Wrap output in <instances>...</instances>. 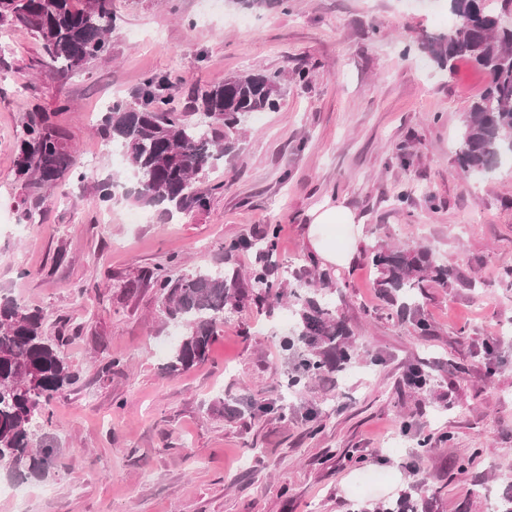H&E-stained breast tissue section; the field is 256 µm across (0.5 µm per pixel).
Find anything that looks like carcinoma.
Masks as SVG:
<instances>
[{"instance_id":"obj_1","label":"carcinoma","mask_w":512,"mask_h":512,"mask_svg":"<svg viewBox=\"0 0 512 512\" xmlns=\"http://www.w3.org/2000/svg\"><path fill=\"white\" fill-rule=\"evenodd\" d=\"M511 7L512 0H501L497 7L490 0H448L453 27L419 44L442 70L465 59L487 77L461 121L456 162L467 178L492 173L512 155V24L504 22ZM2 25L29 30L39 39L49 67L62 76L110 58L112 0H0ZM282 81L281 71L225 77L197 94L191 111L174 112L165 95L169 79L149 76L135 99L112 101L96 132L120 152L134 180V200L146 207L161 206L172 218L207 207L208 195L198 192L196 183L214 162L238 154L250 115L277 110ZM17 168L29 194L69 177L86 179L63 131L46 112L26 115ZM277 235L278 229L270 226L259 236L224 245L226 252H255L256 264L245 275L235 269H197L174 278L161 270L147 277L161 295V322L183 328L168 372L188 371L205 362L224 316L245 302L251 300L272 314L286 296L293 299L294 325L280 347L297 361L288 387L339 373L359 360L350 328L327 298L335 288L327 275H321V287L306 291L300 283L289 289L274 278L268 259ZM364 254L379 273L380 295L398 315L414 318L423 333L430 329L417 317L424 289L477 287L455 266L437 262L426 245L400 248L377 242L364 247ZM45 324L43 310L0 298V471L23 480L49 475L56 450L37 430L49 420L51 401L77 380L62 352L64 338L46 335ZM407 381L424 389L434 378L415 366ZM482 453L480 448L466 449L457 459L458 469L476 467ZM375 512H419V505L403 494Z\"/></svg>"}]
</instances>
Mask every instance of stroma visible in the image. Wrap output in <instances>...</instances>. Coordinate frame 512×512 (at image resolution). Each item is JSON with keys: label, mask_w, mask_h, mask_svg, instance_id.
I'll list each match as a JSON object with an SVG mask.
<instances>
[{"label": "stroma", "mask_w": 512, "mask_h": 512, "mask_svg": "<svg viewBox=\"0 0 512 512\" xmlns=\"http://www.w3.org/2000/svg\"><path fill=\"white\" fill-rule=\"evenodd\" d=\"M112 14L111 59L71 77L41 65L31 32L0 27V296L43 309L78 372L42 429L56 450L48 477L25 482L23 504L0 498V512H348L405 491L433 512H495L512 484V291L499 286L512 271V160L480 179L458 170L462 115L486 77L419 51L451 26L447 0H112ZM263 71L284 72V97L200 179L206 209L168 219L152 207L135 224L139 206L97 199L92 182L120 170L96 133L113 99L164 74L184 112L210 82ZM36 109L57 112L88 179L44 191L22 232L17 143ZM326 201L363 220L345 266L309 247V213ZM270 224L281 277L337 283L360 359L287 389L278 339L292 315L251 305L225 318L206 362L169 375L180 331L160 322L154 288L129 282L175 254L186 272L248 270L254 253L224 244ZM379 241L430 246L482 286L427 289L420 333L375 287L362 249ZM415 365L432 373L428 390L408 385ZM424 434L436 441L422 453ZM465 448L483 449L480 469L457 470Z\"/></svg>", "instance_id": "1"}]
</instances>
